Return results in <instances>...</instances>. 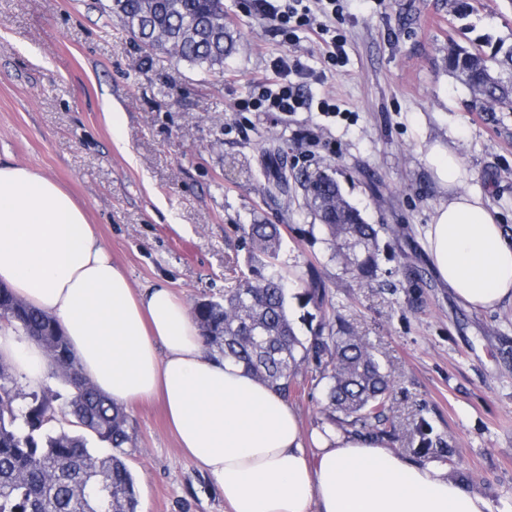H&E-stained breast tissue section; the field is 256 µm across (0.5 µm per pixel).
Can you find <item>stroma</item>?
<instances>
[{
	"mask_svg": "<svg viewBox=\"0 0 512 512\" xmlns=\"http://www.w3.org/2000/svg\"><path fill=\"white\" fill-rule=\"evenodd\" d=\"M107 3L0 0V161L67 190L133 287L161 281L190 306L222 297L239 225H286L280 263L291 274L327 253L308 234L316 218L299 181L291 205L265 193L269 143L299 180L332 175L368 223L391 231L379 283L358 285L333 262L322 275L391 374L395 449L412 457L428 422L458 450L449 478L512 512V308L466 309L422 246L448 201L429 161L437 144L458 153L470 173L462 191L480 193L512 236V111H482L447 63L449 45L475 46L512 77L496 51L512 45V0H481L463 20L448 0H336L314 13L344 41L332 64L317 34L285 39L255 0H224L241 46L211 73L144 51ZM281 58L303 107L239 111ZM126 411L137 512H227L219 486L179 452L160 402Z\"/></svg>",
	"mask_w": 512,
	"mask_h": 512,
	"instance_id": "35a3bbf8",
	"label": "stroma"
}]
</instances>
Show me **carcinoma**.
<instances>
[{
    "label": "carcinoma",
    "instance_id": "1",
    "mask_svg": "<svg viewBox=\"0 0 512 512\" xmlns=\"http://www.w3.org/2000/svg\"><path fill=\"white\" fill-rule=\"evenodd\" d=\"M117 15L143 48L169 51L205 72L224 67L238 49L237 31L224 23V0H110ZM448 71L464 76L472 94L490 109L512 110V85L492 75L478 49L448 47ZM276 167L270 195L288 196V153L266 150ZM330 246L329 260H341L345 274L370 284L379 269L382 225L369 224L343 196L339 184L322 171L300 182ZM248 245L245 268H230L224 300L202 299L193 315L208 347L243 365L283 397L300 399L307 388L322 387V424L359 427L371 436H398L390 405L391 379L373 347L336 310L329 289L311 269L291 292L278 263L283 238L279 224L239 226ZM307 313L309 336L300 338L288 315L290 300ZM0 321L19 335L52 351V376L67 396L45 385L25 391L12 367L0 361V512H137L134 478L126 464L136 434L126 409L100 394L83 378L57 322L0 288ZM65 398V405L57 404ZM68 428H55L59 416ZM413 452L453 461L456 450L417 428ZM97 440L111 448L102 455Z\"/></svg>",
    "mask_w": 512,
    "mask_h": 512
}]
</instances>
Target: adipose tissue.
<instances>
[{
	"label": "adipose tissue",
	"mask_w": 512,
	"mask_h": 512,
	"mask_svg": "<svg viewBox=\"0 0 512 512\" xmlns=\"http://www.w3.org/2000/svg\"><path fill=\"white\" fill-rule=\"evenodd\" d=\"M430 162L450 196L424 246L455 296L476 311L512 306V239L453 150ZM0 283L54 317L83 377L118 405L160 398L179 450L224 493L229 512H491L444 469L379 438L302 432L295 407L241 366L211 353L184 301L141 290L112 258L82 206L53 178L0 162ZM0 358L25 385L49 376L44 350L0 323Z\"/></svg>",
	"instance_id": "adipose-tissue-1"
}]
</instances>
